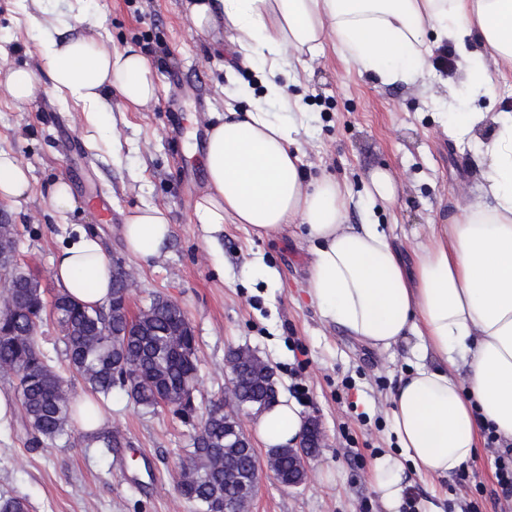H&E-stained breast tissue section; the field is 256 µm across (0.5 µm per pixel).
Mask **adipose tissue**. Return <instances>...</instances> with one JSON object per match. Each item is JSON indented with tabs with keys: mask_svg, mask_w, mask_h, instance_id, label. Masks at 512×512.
I'll use <instances>...</instances> for the list:
<instances>
[{
	"mask_svg": "<svg viewBox=\"0 0 512 512\" xmlns=\"http://www.w3.org/2000/svg\"><path fill=\"white\" fill-rule=\"evenodd\" d=\"M188 10L199 32L224 23L239 51L266 68L262 98L209 129L193 223L228 220L268 236L301 222L311 242L307 292L322 317L383 349L417 340V362L392 397L402 453L379 456L373 468L384 506L396 512L406 465L448 477L476 455L483 428L512 441V113H464L461 130L494 123L485 196L463 199L451 223L429 225L405 251L382 225L347 223L335 179L306 180L298 134L307 114L287 89L304 58L328 46L382 82H413L434 70L431 42L447 41L472 93L492 95L494 80L473 57L512 65V0H190ZM38 36L52 92L83 111L105 118L110 92L134 105L156 99L155 71L137 48L113 50L90 33ZM30 194L28 169L0 150V200L19 206ZM171 235L157 206L135 209L123 226L127 250L144 260L161 255ZM53 275L84 303L111 297L113 266L96 234L78 231L55 254ZM430 352L438 368L425 364ZM302 427L285 398L256 420L269 448L295 444Z\"/></svg>",
	"mask_w": 512,
	"mask_h": 512,
	"instance_id": "adipose-tissue-1",
	"label": "adipose tissue"
}]
</instances>
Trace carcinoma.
<instances>
[{
  "label": "carcinoma",
  "instance_id": "cac0c4a2",
  "mask_svg": "<svg viewBox=\"0 0 512 512\" xmlns=\"http://www.w3.org/2000/svg\"><path fill=\"white\" fill-rule=\"evenodd\" d=\"M16 246L14 225L0 224V268L8 272L11 281V287L3 289L11 302L0 303V332H10L0 335V372L16 380L15 390L32 444L56 440L81 416L66 381L37 341L48 314L60 332L70 372L93 396L105 399L119 388L142 409L153 411L157 396L171 392L182 416L194 413V404L184 402L183 396L195 389L196 338L177 302L159 306L150 301L137 318L139 335L114 336L110 303L89 306L59 293L51 310H46L38 278L14 263ZM238 359L242 376L229 390L232 408L226 411L224 402L216 404L201 420L189 446L182 449L177 486L181 496L195 504L196 512H222L224 451L236 455L240 471H262L256 450L237 445L228 430L235 424L240 407L262 412L274 404V373L249 349H238ZM120 365L135 376L134 385L116 378ZM266 463L276 480L288 486V470L293 467L288 449H268Z\"/></svg>",
  "mask_w": 512,
  "mask_h": 512
}]
</instances>
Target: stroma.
<instances>
[{"label": "stroma", "instance_id": "1", "mask_svg": "<svg viewBox=\"0 0 512 512\" xmlns=\"http://www.w3.org/2000/svg\"><path fill=\"white\" fill-rule=\"evenodd\" d=\"M187 0H0V149L30 170L32 195L23 206L0 201V221L16 225L18 256L38 276L45 302L60 288L52 258L76 228L97 231L111 261L134 270L139 286L130 297L139 311L154 296L184 309L198 342L197 413L221 399L228 383V351H255L275 372L279 394L295 401L302 417L318 416L324 441L304 483L281 486L263 470L249 512H386L372 479V463L396 452L391 395L414 359L413 341L372 347L326 322L307 294L310 242L304 227L259 237L244 224L207 227L192 223L204 192L207 130L229 100L227 88L243 84L262 96L263 71L243 62L230 31L198 32ZM97 22L108 46L135 45L157 73L159 92L145 106L109 98L111 118L94 128L75 102L40 90L16 104L6 89L15 66L43 72L36 24L58 20L56 35L81 31V18ZM432 76L381 83L325 49L298 69L289 86L310 121L300 134L301 166L308 179L334 178L350 192L347 221L388 224L411 236L443 224L465 196L483 194L491 128L478 136L458 130L463 112H511L512 70L492 58L483 64L496 83L494 99L473 96L456 71L452 43L434 45ZM385 168L400 181L396 202L371 203V171ZM71 185L77 208L56 212L47 187L56 177ZM143 205L165 208L173 229L167 251L144 261L130 255L122 226ZM111 216H104V208ZM272 268L267 280L255 262ZM96 430L71 426L53 443L34 446L22 411L0 422V497H22L29 512H194L177 489L181 448L192 424L172 410L148 413L124 392L105 403ZM475 483L486 488L451 491L445 478L411 474L403 512H461L465 499L479 512H506L493 501L492 452L480 446L473 459Z\"/></svg>", "mask_w": 512, "mask_h": 512}]
</instances>
